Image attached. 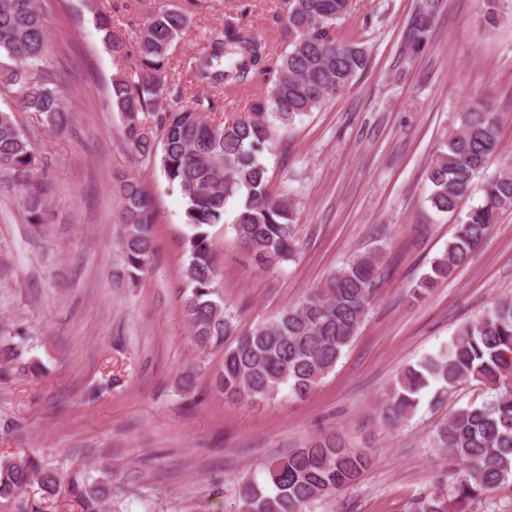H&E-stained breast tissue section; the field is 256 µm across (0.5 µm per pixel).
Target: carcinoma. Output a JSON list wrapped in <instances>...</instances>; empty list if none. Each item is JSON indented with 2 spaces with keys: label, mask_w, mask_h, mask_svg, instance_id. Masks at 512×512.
<instances>
[{
  "label": "carcinoma",
  "mask_w": 512,
  "mask_h": 512,
  "mask_svg": "<svg viewBox=\"0 0 512 512\" xmlns=\"http://www.w3.org/2000/svg\"><path fill=\"white\" fill-rule=\"evenodd\" d=\"M352 0H282L287 25L278 29L282 50L270 36L247 30L241 18L224 14V32L207 39L189 58V82L222 87L245 96L246 116L231 122L209 116L205 97L158 112L181 94L168 70L169 52L187 26V14L161 9L147 18L138 40L126 38L99 12L95 22L104 41L126 66L112 77V108L123 119V135L133 156L159 166L169 186L185 200L189 233L184 316L191 340L201 350L224 346L235 328L224 312L217 287L215 241L210 228L224 219L226 202L241 206L232 230L249 261L259 269L289 260L296 251L291 199L268 189L264 154L276 129L319 108L349 87L368 64L363 42L340 32L339 21ZM432 25L427 9L408 26V40L424 42ZM45 26L36 0H0V52L14 66L0 72L8 91L25 112H38L59 127L65 120L61 77L47 63ZM498 146L494 112L475 104L441 146L427 171V200L439 213L457 212L460 199ZM36 157L13 117L0 111V172L33 170ZM123 259L129 277L146 268L155 251L156 217L151 200L135 177L121 189ZM512 210V162L483 187L482 202L458 212L455 236L417 286L421 296L448 278L487 237L503 211ZM376 251L355 257L324 286L285 308L274 320L238 335L224 351V365L211 380L214 391L234 403L270 400L283 387L305 397L334 369L364 322L380 282ZM475 381L487 397L452 413L436 433V443L460 469L451 489L419 496L412 512H466L468 502L490 489L512 493V299L496 302L465 324L446 350L407 368L378 405L380 420L392 428L412 415L428 387L449 390ZM372 454L348 445L335 433L266 463L260 475L237 487V512H310L335 496L372 466ZM39 485L45 500L67 493L81 512H101L112 493V470L96 477L81 470L67 475L29 456H0V500L19 512H42L23 499Z\"/></svg>",
  "instance_id": "1"
}]
</instances>
